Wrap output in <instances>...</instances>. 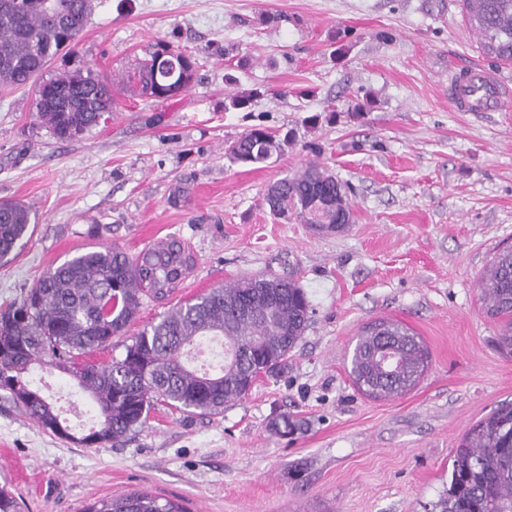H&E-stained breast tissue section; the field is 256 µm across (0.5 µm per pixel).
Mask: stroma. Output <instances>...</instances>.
I'll return each mask as SVG.
<instances>
[{
	"label": "stroma",
	"mask_w": 512,
	"mask_h": 512,
	"mask_svg": "<svg viewBox=\"0 0 512 512\" xmlns=\"http://www.w3.org/2000/svg\"><path fill=\"white\" fill-rule=\"evenodd\" d=\"M164 43L192 54L190 87L155 101L131 76ZM111 74L115 109L56 140L32 87L0 92V200L36 222L0 263V307L48 268L100 244L130 253L170 236L196 266L168 300L144 299L135 329L181 301L249 275H294L311 313L288 366L216 415L155 402L121 441L87 448L0 398V486L21 512H84L136 492L186 512H438L451 456L469 429L512 403V356L480 279L512 249V94L495 112H460L452 76L512 66L487 58L459 0H93L74 54L47 75ZM255 91L249 108L231 91ZM367 103L366 112L354 107ZM264 127L283 137L257 165L228 147ZM314 162L350 188V224L318 232L274 216V182ZM404 324L431 364L405 395L353 383L362 329ZM35 384L73 428L98 412L59 372ZM306 429L276 435L284 414Z\"/></svg>",
	"instance_id": "35a3bbf8"
}]
</instances>
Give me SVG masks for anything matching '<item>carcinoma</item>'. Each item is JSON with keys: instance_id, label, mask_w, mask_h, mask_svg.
<instances>
[{"instance_id": "obj_1", "label": "carcinoma", "mask_w": 512, "mask_h": 512, "mask_svg": "<svg viewBox=\"0 0 512 512\" xmlns=\"http://www.w3.org/2000/svg\"><path fill=\"white\" fill-rule=\"evenodd\" d=\"M486 57L512 63V0H459ZM92 0H0V89L47 85L35 94L37 117L54 138L71 141L113 109L112 78L88 67L43 78L47 63L72 50L92 11ZM196 58L160 45L139 63L141 95L171 98L186 90ZM281 144L263 128L245 132L228 148L242 164H261ZM266 202L280 217L293 215L320 230L351 220L347 191L314 162L268 188ZM31 211L0 202V261L27 237ZM195 256L176 238L136 254L95 246L47 269L20 300L0 310V392L44 429L77 444L117 441L142 427L161 399L192 414H219L245 398L258 378L282 371L302 340L310 304L293 278L242 277L172 308L144 327L124 353L94 364L85 356L112 346L135 323L143 299L163 300L193 271ZM487 313L502 320L500 350L512 356V250L499 253L481 278ZM206 337L219 338L224 363L202 372L189 353ZM430 362L427 346L397 322H375L358 336L350 375L363 393L391 399L416 386ZM67 375L86 392L100 415L98 428L71 432L60 409L33 385L32 367ZM283 436L301 421L280 416L270 424ZM441 512H512V404L478 421L454 449ZM85 512H185L177 502L149 493L102 500Z\"/></svg>"}]
</instances>
